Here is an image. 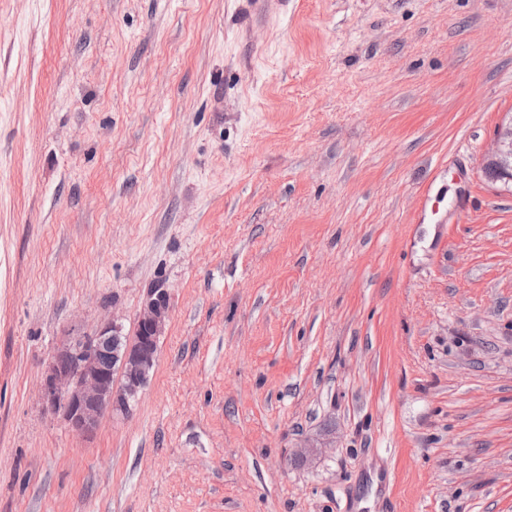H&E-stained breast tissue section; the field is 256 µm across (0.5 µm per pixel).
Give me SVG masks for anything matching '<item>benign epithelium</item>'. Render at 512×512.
I'll use <instances>...</instances> for the list:
<instances>
[{
    "instance_id": "benign-epithelium-1",
    "label": "benign epithelium",
    "mask_w": 512,
    "mask_h": 512,
    "mask_svg": "<svg viewBox=\"0 0 512 512\" xmlns=\"http://www.w3.org/2000/svg\"><path fill=\"white\" fill-rule=\"evenodd\" d=\"M500 178L512 181V122L501 127L495 147L488 155ZM169 292L150 289L142 303L137 326L142 336L130 340L117 355L121 385H114L112 370L102 362V347L122 331L115 317L61 342L47 363L40 385L43 408L59 415L74 432L87 436L95 432L105 412H128V398L138 396L146 386L156 363L150 343L165 334L169 315Z\"/></svg>"
}]
</instances>
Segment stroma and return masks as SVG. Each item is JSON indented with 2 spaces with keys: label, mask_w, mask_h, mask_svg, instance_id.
Instances as JSON below:
<instances>
[{
  "label": "stroma",
  "mask_w": 512,
  "mask_h": 512,
  "mask_svg": "<svg viewBox=\"0 0 512 512\" xmlns=\"http://www.w3.org/2000/svg\"><path fill=\"white\" fill-rule=\"evenodd\" d=\"M511 121L512 0H0V512H512ZM487 159L496 165L499 179L512 181V121L498 130L495 147ZM169 292L151 288L145 296L137 326L140 336L130 340L117 354L121 386H115L112 370V336H119L122 324L112 316L89 331L67 336L47 363L40 385L43 408L59 415L74 432L87 436L95 432L103 414L108 411L128 412V398L136 399L146 386L156 363V351L150 342L165 334L169 315ZM112 346L104 355L102 347Z\"/></svg>",
  "instance_id": "obj_1"
}]
</instances>
